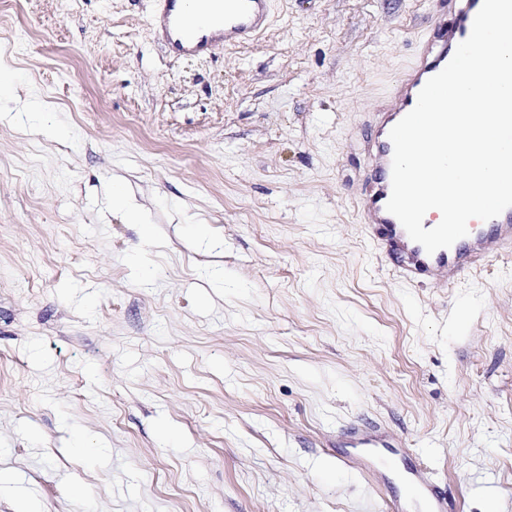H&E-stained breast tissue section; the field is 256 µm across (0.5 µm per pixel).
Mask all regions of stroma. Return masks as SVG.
Segmentation results:
<instances>
[{
  "mask_svg": "<svg viewBox=\"0 0 512 512\" xmlns=\"http://www.w3.org/2000/svg\"><path fill=\"white\" fill-rule=\"evenodd\" d=\"M269 6L201 57L156 0H0V512H392L419 466L512 512V251L408 281L362 207L435 0ZM345 448H397L402 443L396 441L385 431L369 429L364 426L354 425L347 429L343 435Z\"/></svg>",
  "mask_w": 512,
  "mask_h": 512,
  "instance_id": "1",
  "label": "stroma"
}]
</instances>
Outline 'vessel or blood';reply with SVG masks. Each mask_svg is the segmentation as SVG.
Wrapping results in <instances>:
<instances>
[{
	"instance_id": "1",
	"label": "vessel or blood",
	"mask_w": 512,
	"mask_h": 512,
	"mask_svg": "<svg viewBox=\"0 0 512 512\" xmlns=\"http://www.w3.org/2000/svg\"><path fill=\"white\" fill-rule=\"evenodd\" d=\"M159 2L154 19L156 35L169 50L178 53L207 54L222 44L249 43L266 27L269 18V0H225L220 15L214 11V0H204V9L214 14V30L201 35L184 13L178 11L180 0ZM481 5L482 0H437L438 16L396 86L393 108L379 113L373 124L374 134L368 146L372 168L365 220L386 252L393 254L394 266L401 277L409 281L431 275L453 285L482 263L512 248V207L487 221L471 220L465 237L431 254L413 241L400 221L386 209L391 195L393 157L389 132L415 106L426 81L447 65L458 44L469 36ZM343 445L364 449V456L358 457L356 464L371 470L376 466L377 449L396 447L397 442L387 432L354 425L345 431ZM408 491L426 502V512H446L448 508L445 499L437 495L427 469L409 472Z\"/></svg>"
}]
</instances>
